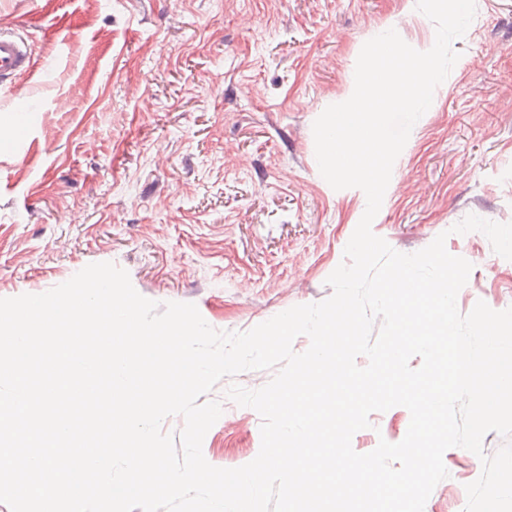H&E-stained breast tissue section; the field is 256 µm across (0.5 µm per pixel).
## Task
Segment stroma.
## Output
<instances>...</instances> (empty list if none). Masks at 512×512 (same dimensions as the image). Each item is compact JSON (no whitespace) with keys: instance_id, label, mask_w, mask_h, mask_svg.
<instances>
[{"instance_id":"35a3bbf8","label":"stroma","mask_w":512,"mask_h":512,"mask_svg":"<svg viewBox=\"0 0 512 512\" xmlns=\"http://www.w3.org/2000/svg\"><path fill=\"white\" fill-rule=\"evenodd\" d=\"M24 23L37 67L24 80L28 134L0 87V298L42 294L91 263L126 270L142 296L195 304L219 331L245 332L332 294L328 276L366 208L333 189L312 126L347 100L366 41L393 29L435 41L416 0H0ZM72 33L63 39L55 24ZM460 58L397 158L373 232L401 253L446 234L472 265L457 295L512 307V261L468 214L512 222V0H476ZM257 411L229 403L202 445L213 466L249 463ZM410 413L370 416L356 452L401 441ZM424 512H463L481 474L472 452Z\"/></svg>"}]
</instances>
